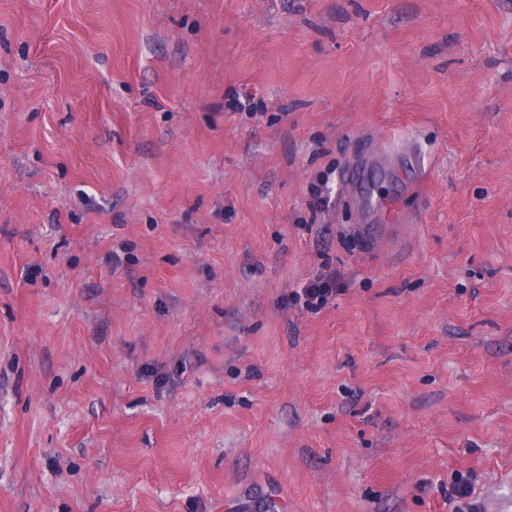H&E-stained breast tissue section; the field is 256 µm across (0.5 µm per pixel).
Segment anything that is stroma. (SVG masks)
Returning <instances> with one entry per match:
<instances>
[{
  "label": "stroma",
  "mask_w": 512,
  "mask_h": 512,
  "mask_svg": "<svg viewBox=\"0 0 512 512\" xmlns=\"http://www.w3.org/2000/svg\"><path fill=\"white\" fill-rule=\"evenodd\" d=\"M393 141L423 186L346 190ZM459 473L512 505V0H0V512H452ZM399 150L400 156H402L410 169L411 172L416 174V179H423L428 170L429 165L425 161V157L418 146H396ZM334 289L336 273L321 274L303 287V295L306 297L307 305L314 308L321 305Z\"/></svg>",
  "instance_id": "stroma-1"
}]
</instances>
